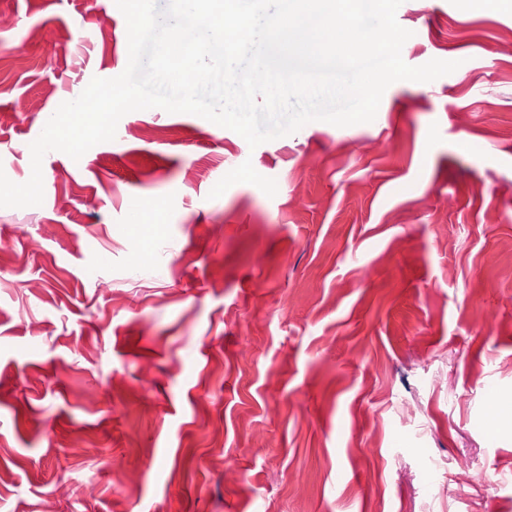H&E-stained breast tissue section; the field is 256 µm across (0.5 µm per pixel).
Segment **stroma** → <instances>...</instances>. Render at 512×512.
I'll list each match as a JSON object with an SVG mask.
<instances>
[{
  "label": "stroma",
  "mask_w": 512,
  "mask_h": 512,
  "mask_svg": "<svg viewBox=\"0 0 512 512\" xmlns=\"http://www.w3.org/2000/svg\"><path fill=\"white\" fill-rule=\"evenodd\" d=\"M1 11L0 113L42 104L0 125V170L23 183L47 117L126 65V21L115 0ZM396 18L408 65L458 67L391 84L373 122L314 121L245 156L199 116L131 112L80 160L45 154L42 205L0 208L17 229L0 512L61 486L57 512H512V0H402ZM41 27L72 39L12 68ZM464 460L493 489L434 484ZM300 473L306 497L272 495Z\"/></svg>",
  "instance_id": "35a3bbf8"
}]
</instances>
